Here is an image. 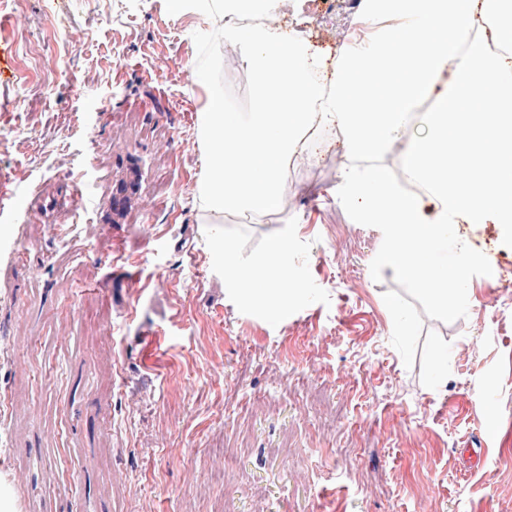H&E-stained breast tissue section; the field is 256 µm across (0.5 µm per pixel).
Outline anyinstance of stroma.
I'll return each instance as SVG.
<instances>
[{"mask_svg": "<svg viewBox=\"0 0 512 512\" xmlns=\"http://www.w3.org/2000/svg\"><path fill=\"white\" fill-rule=\"evenodd\" d=\"M360 7L284 0L282 20L326 49ZM219 24L171 0H0L13 512H512V237L458 225L470 286L443 303L381 269L387 226L337 202L343 144L271 212L180 193L207 175L208 94L255 103ZM277 230L284 316L244 302L213 254L219 232L250 264Z\"/></svg>", "mask_w": 512, "mask_h": 512, "instance_id": "obj_1", "label": "stroma"}]
</instances>
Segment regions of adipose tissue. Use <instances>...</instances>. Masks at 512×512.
<instances>
[{"label":"adipose tissue","mask_w":512,"mask_h":512,"mask_svg":"<svg viewBox=\"0 0 512 512\" xmlns=\"http://www.w3.org/2000/svg\"><path fill=\"white\" fill-rule=\"evenodd\" d=\"M280 0H174L177 12L225 18L255 79L250 111L209 96L202 114L210 143L208 177L200 188L209 210L268 212L278 207L297 133L316 124L341 129L352 154L389 151L406 134L418 103L431 102L425 133L402 157L405 175L422 192H404L391 169L341 165L337 198L387 225L383 265L437 294L464 292L473 255L459 242V260L434 269L433 251L459 224L494 222L512 234V0H366L353 20L367 37L337 46L331 57L311 51L296 30L237 27L235 17L275 9ZM499 52H492V45ZM482 101V123L469 121ZM454 153L456 175L440 156ZM287 233L239 264L229 243L215 253L237 292L271 311L287 309L288 282L278 257Z\"/></svg>","instance_id":"adipose-tissue-1"}]
</instances>
